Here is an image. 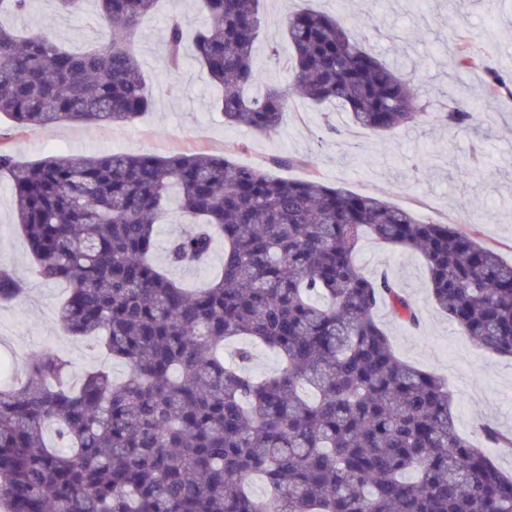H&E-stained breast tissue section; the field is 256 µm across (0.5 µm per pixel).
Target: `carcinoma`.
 Masks as SVG:
<instances>
[{
    "instance_id": "1",
    "label": "carcinoma",
    "mask_w": 512,
    "mask_h": 512,
    "mask_svg": "<svg viewBox=\"0 0 512 512\" xmlns=\"http://www.w3.org/2000/svg\"><path fill=\"white\" fill-rule=\"evenodd\" d=\"M30 0H0V112L20 128L129 122L150 104L135 33L157 0H94L100 41L72 49L20 33L3 15ZM206 25H166L169 71L187 44L224 90L212 109L233 126L270 133L288 91L251 92L260 0H198ZM292 89L339 105L384 133L427 121L396 69L337 18L288 15ZM484 108L448 100L436 117L471 127L512 77L489 72ZM202 153L160 157L52 155L22 163L0 151L14 219L36 272L60 282L63 330L122 362L72 386L69 359L33 357L0 384V504L7 512H512V475L457 430L452 395L434 373L401 360L375 319L388 303L418 321L399 284L367 276L355 256L367 237L418 252L431 298L458 330L512 357V263L457 224L423 223L386 200L311 176ZM177 196L188 224L171 266H200L224 244L221 272L189 291L153 260L157 225ZM0 267V304L24 294ZM246 337L275 351L280 373L258 379L224 364V342ZM53 424L56 445L47 442ZM486 442L512 433L484 425ZM262 478L268 493L248 490Z\"/></svg>"
}]
</instances>
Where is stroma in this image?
I'll return each instance as SVG.
<instances>
[{"label":"stroma","instance_id":"1","mask_svg":"<svg viewBox=\"0 0 512 512\" xmlns=\"http://www.w3.org/2000/svg\"><path fill=\"white\" fill-rule=\"evenodd\" d=\"M312 7L349 22L389 62L410 59L413 85L425 101L481 99L482 70H449L448 47L461 42L502 70H512V0H263L261 36L254 67L256 89L288 86L282 59L291 53L285 38L288 14ZM176 9L189 30L206 16L192 0L160 4L137 29L136 46L152 107L121 125L61 123L21 130L0 118V149L22 162L52 154L73 158L147 152L223 155L238 145L234 159L263 168L270 176L301 180L316 173L324 182L381 197L412 210L422 221L474 228L512 262V98L502 97L478 129H458L436 120L376 135L355 126L348 112L290 98L276 132L262 134L225 123L212 110L217 97L205 72L186 59L175 79L164 76L163 36L168 9ZM17 29L41 30L70 47L90 43L101 20L93 0L80 12L62 16L52 0H32L27 14L11 19ZM280 58L271 60L270 47ZM340 130L327 135L325 122ZM433 158L422 169L420 158ZM0 263L23 279L21 300L0 305V361L25 365L42 353L67 357L74 375L105 362L94 345L69 337L57 321L66 296L59 283L35 274L27 245L14 225L12 193L0 182ZM364 273H386L416 308L418 325L400 319L387 305L375 317L405 362L438 375L453 397L457 429L478 439L481 425L512 430V359L498 356L461 334L439 312L429 293V276L418 253L366 239L356 256Z\"/></svg>","mask_w":512,"mask_h":512}]
</instances>
